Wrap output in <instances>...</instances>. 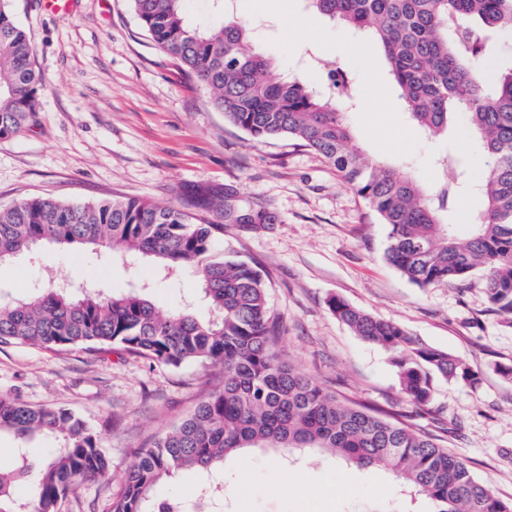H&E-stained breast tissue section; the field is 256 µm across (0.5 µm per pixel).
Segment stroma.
I'll use <instances>...</instances> for the list:
<instances>
[{"label": "stroma", "instance_id": "stroma-1", "mask_svg": "<svg viewBox=\"0 0 512 512\" xmlns=\"http://www.w3.org/2000/svg\"><path fill=\"white\" fill-rule=\"evenodd\" d=\"M12 7L46 85L33 122L0 139V206L37 196L169 205L198 183L234 185L245 203L275 216L258 230L225 225L223 247L263 271L288 360L328 390L441 437L478 481L512 499V378L500 372L512 366V325L488 301L481 277L431 288L410 282L384 257L386 225L330 163L291 139L258 142L226 123L208 92L155 46L127 0H78L70 14L47 12L41 0ZM232 16L253 29L251 47L273 60L275 78L296 76L319 90L323 65L343 69L354 95L347 119L355 143L421 182L434 178L443 146L408 122L371 42L310 16L303 0H234ZM48 279L77 294L150 282L161 310L191 302L199 316L211 314L194 274L167 281L146 263L49 246L0 267V303ZM334 297L448 352L477 382L435 379L430 410L420 411L402 392L390 353L331 313ZM223 383L220 367L174 368L118 347L0 346V396L75 413L110 461L107 475L69 493L60 512H112L137 454ZM301 469L312 472L319 512H374L388 502L398 512L432 508L381 470L348 469L317 452L288 461L255 450L226 459L222 512H302L282 481L284 471Z\"/></svg>", "mask_w": 512, "mask_h": 512}]
</instances>
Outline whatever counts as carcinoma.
I'll list each match as a JSON object with an SVG mask.
<instances>
[{
    "label": "carcinoma",
    "instance_id": "1",
    "mask_svg": "<svg viewBox=\"0 0 512 512\" xmlns=\"http://www.w3.org/2000/svg\"><path fill=\"white\" fill-rule=\"evenodd\" d=\"M128 2L155 45L209 91L225 121L258 142L296 139L341 173L388 227L389 264L420 288L478 274L489 302L512 323V57L501 60L492 80L480 65L492 37L512 33V0H306L313 12L380 48L408 120L427 140L449 139L456 114L467 115L489 170L479 182L468 175L448 182V169L465 164L450 147L436 158L437 177L428 184L363 153L332 93H314L297 79L272 80L270 59L247 48L251 29L228 20L191 24L184 0ZM30 57L10 0H0L1 139L35 112L44 78ZM460 194L484 205L464 237L448 223ZM272 221L270 212L243 205L231 185L197 184L183 207L137 198L94 204L30 198L0 208V265L42 243L108 250L130 263L148 258L164 279L193 272L213 312L208 319L190 306L163 312L150 283L134 292L79 295L45 285L0 305V346H118L175 368L208 363L224 371L221 390L140 453L112 512H149L154 487L183 470L200 475L199 492L213 502L224 458L247 448H282L290 456L327 451L347 465L387 470L425 494L433 512H512V500L477 481L436 436L340 401L283 357L264 274L219 250L224 225ZM328 307L356 335L392 353L401 389L420 409L428 410L435 378L476 381L464 363L418 342L401 325L337 298ZM2 432L19 447L17 464L0 467V512H58L68 493L108 471L97 437L67 409L1 396ZM37 437L56 442L40 461L27 452Z\"/></svg>",
    "mask_w": 512,
    "mask_h": 512
}]
</instances>
